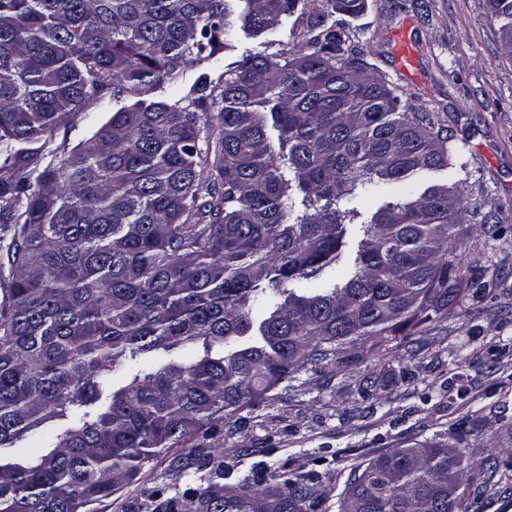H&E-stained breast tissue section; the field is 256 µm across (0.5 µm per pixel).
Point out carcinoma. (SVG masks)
<instances>
[{"mask_svg": "<svg viewBox=\"0 0 512 512\" xmlns=\"http://www.w3.org/2000/svg\"><path fill=\"white\" fill-rule=\"evenodd\" d=\"M488 3L512 54V0ZM312 5L309 51L249 54L154 101L187 59L268 33L296 0H0V512H86L307 367L340 373L346 346L387 356L451 294L464 189L421 181L448 166V138L322 24L358 0ZM93 99L110 117L40 166L25 145ZM366 188L395 200L366 220L339 207ZM126 364L103 411L37 457L17 448ZM489 461L485 475L512 470V452ZM196 473L204 486L159 490L152 512L183 497L191 512L313 510L304 476L260 493L221 484L220 460ZM481 475L452 445L398 448L358 467L338 512H478L463 488Z\"/></svg>", "mask_w": 512, "mask_h": 512, "instance_id": "cac0c4a2", "label": "carcinoma"}]
</instances>
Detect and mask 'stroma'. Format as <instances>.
Here are the masks:
<instances>
[{
    "label": "stroma",
    "mask_w": 512,
    "mask_h": 512,
    "mask_svg": "<svg viewBox=\"0 0 512 512\" xmlns=\"http://www.w3.org/2000/svg\"><path fill=\"white\" fill-rule=\"evenodd\" d=\"M311 12L299 0L277 30L253 39L238 34L212 65L186 62L172 89L188 93L200 74L219 82L243 56L298 51ZM352 49L402 103L448 137L447 167L432 181L459 183L468 205L467 234L458 250L474 261L471 276L453 280L450 303L391 342L394 357L378 360L350 347L348 365L334 378L300 371L259 405L195 435L188 446L161 450L136 478L92 512H140L156 490L173 496L194 483L181 458L223 456L224 483L236 486L253 471L319 475L315 512H337L354 470L380 453L408 444L454 440L474 469L512 449V54L501 45L487 0H364L360 11H330ZM405 33L415 53L411 72L393 54ZM108 112L86 104L81 117L59 127L54 146L74 147ZM484 283L475 291L474 282ZM498 438L487 441L488 429Z\"/></svg>",
    "instance_id": "1"
}]
</instances>
